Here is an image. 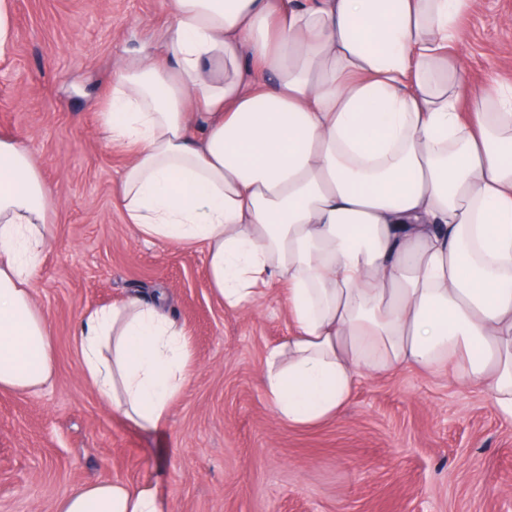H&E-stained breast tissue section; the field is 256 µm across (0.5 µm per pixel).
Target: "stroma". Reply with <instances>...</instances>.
Here are the masks:
<instances>
[{
  "label": "stroma",
  "instance_id": "stroma-1",
  "mask_svg": "<svg viewBox=\"0 0 512 512\" xmlns=\"http://www.w3.org/2000/svg\"><path fill=\"white\" fill-rule=\"evenodd\" d=\"M0 51V137L29 149L54 237L32 284L55 353L51 385L0 391V512H54L86 483L154 485L168 512H512V422L489 392L401 368L359 378L343 412L281 422L262 369L290 330L287 291L224 307L200 250L144 240L118 182L131 157L100 114L125 61L150 57L170 0H11ZM462 97L512 85V0L459 21ZM162 301L188 334V381L166 423L134 426L82 377L75 332L94 310Z\"/></svg>",
  "mask_w": 512,
  "mask_h": 512
}]
</instances>
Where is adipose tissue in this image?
<instances>
[{"label":"adipose tissue","instance_id":"obj_1","mask_svg":"<svg viewBox=\"0 0 512 512\" xmlns=\"http://www.w3.org/2000/svg\"><path fill=\"white\" fill-rule=\"evenodd\" d=\"M477 0H172L161 60L123 64L101 115L151 242L200 247L225 306L288 294L262 371L277 417H336L359 374L444 371L512 419V87L462 102L448 53ZM50 190L0 139V390L53 379L31 282ZM81 374L127 422L162 423L189 374L182 327L137 298L90 313ZM55 512H164L99 480Z\"/></svg>","mask_w":512,"mask_h":512}]
</instances>
